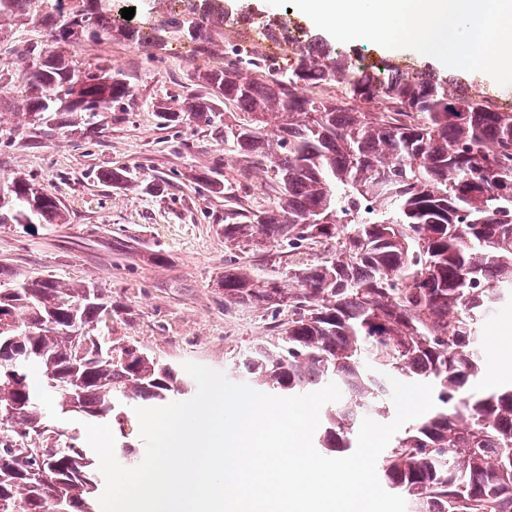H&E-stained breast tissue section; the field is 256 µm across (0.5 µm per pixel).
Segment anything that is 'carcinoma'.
I'll list each match as a JSON object with an SVG mask.
<instances>
[{
    "mask_svg": "<svg viewBox=\"0 0 512 512\" xmlns=\"http://www.w3.org/2000/svg\"><path fill=\"white\" fill-rule=\"evenodd\" d=\"M33 0H0V20L30 14ZM105 0L66 13L54 4L47 45L13 85L29 116L91 119L123 112L135 98L119 71L83 69L54 49L116 31ZM213 8L192 3L168 26L210 52ZM278 62L240 46L195 78L217 101L188 112L224 133V143L266 167L278 190L269 210L224 211V247L292 253L312 243L332 251L276 279L238 265L224 270V302L288 309L276 341L257 342L238 372L265 393L290 397L334 382L341 398L320 411L315 447L341 456L361 422L394 418L388 377L429 384L435 407L411 421L376 465L382 487L410 512H512V383L476 391L491 338L484 327L512 302V112L457 93L443 78L392 63L368 72L314 38ZM336 84L334 97L309 90ZM138 186L125 168L104 176ZM57 198L15 175L0 191V226L60 224ZM112 302L91 283L0 269V512H97L104 478L77 429L52 412L113 419L193 391V381L137 346L119 348L103 326ZM37 371L35 385L29 374Z\"/></svg>",
    "mask_w": 512,
    "mask_h": 512,
    "instance_id": "cac0c4a2",
    "label": "carcinoma"
}]
</instances>
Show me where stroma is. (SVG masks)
Masks as SVG:
<instances>
[{
	"mask_svg": "<svg viewBox=\"0 0 512 512\" xmlns=\"http://www.w3.org/2000/svg\"><path fill=\"white\" fill-rule=\"evenodd\" d=\"M58 2L70 13L84 5L83 0H36L34 16L0 22L5 28L0 35V188L22 174L59 198L64 221L1 226L0 267L18 276L93 283L112 302L106 335L141 346L174 367L199 363L236 380L239 352L271 339L274 324L287 322L288 314L225 306L220 283L225 266L242 262L273 278L287 265L325 256L328 247L317 244L298 253L271 247L255 255L225 248L218 226L226 200L269 209L276 204L275 186L259 165L232 151L204 123L188 116L161 123L154 106L164 102L177 108L185 98H213L211 87L193 75L223 64L225 51L244 43L242 15L257 21L275 16L325 43L333 38L296 9L267 0H213L219 19L212 27V52L205 56L178 32L158 59L149 44L119 37L67 45V56L81 67L123 72L134 85L135 99L126 111L99 113L90 125L75 113L33 125L13 100L12 86L30 64L23 46L47 43L48 29L39 17ZM129 7L135 10L131 26L146 31L183 13L188 4L111 0L113 16ZM342 49L448 78L473 94L503 98L512 106V86L499 87L485 73L449 68L413 50L372 42H349ZM115 167L156 183V190L112 188L100 173ZM210 170L229 184L230 195L212 193L198 182V174Z\"/></svg>",
	"mask_w": 512,
	"mask_h": 512,
	"instance_id": "obj_1",
	"label": "stroma"
}]
</instances>
